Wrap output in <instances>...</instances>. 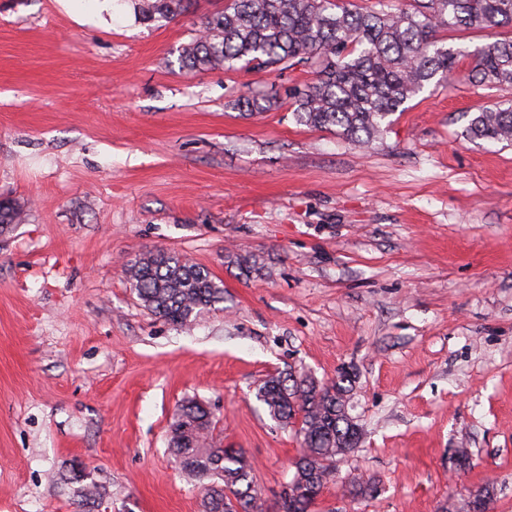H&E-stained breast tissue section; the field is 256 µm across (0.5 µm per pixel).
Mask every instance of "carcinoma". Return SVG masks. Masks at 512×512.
Instances as JSON below:
<instances>
[{"instance_id":"cac0c4a2","label":"carcinoma","mask_w":512,"mask_h":512,"mask_svg":"<svg viewBox=\"0 0 512 512\" xmlns=\"http://www.w3.org/2000/svg\"><path fill=\"white\" fill-rule=\"evenodd\" d=\"M146 22L175 19L190 0H139ZM512 27V0H413L394 9L377 0L370 10L352 9L341 0H225L224 8L206 17L200 35L179 50L188 70L233 69L254 64L269 68L283 63L315 62L312 81L291 88L297 121L316 129H336L351 141L370 143L387 118L431 84L448 81L462 53L439 39L444 29ZM468 78L512 92V40L494 42L467 53ZM236 108L266 112V96L241 95ZM472 140L512 143V104L483 109L470 120ZM23 210L0 200V227L20 224ZM128 280L143 306L176 327L191 324L203 312L224 303V284L207 269L168 251L149 253L128 265ZM353 389L349 371H338L323 383L311 376L280 372L266 379L257 398L282 425H298L302 451L290 480L295 491L284 499V512H311L327 485L336 481V465L361 440L362 428L347 411ZM212 424L209 409L185 401L170 428L169 447L181 472L201 482L203 512H263L252 466L242 450L207 443ZM82 502L103 498L85 468L71 469ZM458 512H492L494 484L470 492Z\"/></svg>"}]
</instances>
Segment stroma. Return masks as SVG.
Listing matches in <instances>:
<instances>
[{
  "mask_svg": "<svg viewBox=\"0 0 512 512\" xmlns=\"http://www.w3.org/2000/svg\"><path fill=\"white\" fill-rule=\"evenodd\" d=\"M223 5L91 22L97 0H0V199L25 213L0 232V512H78L76 463L90 512H203L168 451L189 399L280 512L299 443L257 389L342 367L363 440L315 512H442L485 482L512 512V145L465 132L504 92L465 61L354 142L297 123L310 66L181 67ZM249 92L278 102L232 108ZM158 250L221 280L223 308L149 312L125 269ZM70 473L71 483L79 484L77 491L81 502H86V504H88V502L92 500V503H95L97 499L103 498L104 493L100 490V487H98V485L92 480L87 482L90 478L89 473L86 472L85 468L77 466L72 468Z\"/></svg>",
  "mask_w": 512,
  "mask_h": 512,
  "instance_id": "35a3bbf8",
  "label": "stroma"
}]
</instances>
